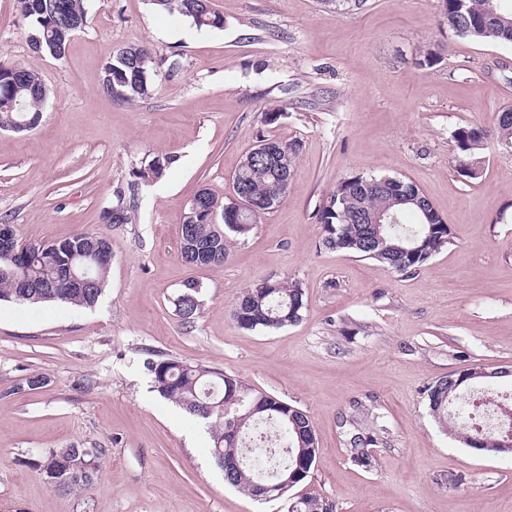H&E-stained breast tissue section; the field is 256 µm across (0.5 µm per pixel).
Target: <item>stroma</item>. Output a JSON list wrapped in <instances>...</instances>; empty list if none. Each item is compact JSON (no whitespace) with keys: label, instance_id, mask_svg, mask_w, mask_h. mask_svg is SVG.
<instances>
[{"label":"stroma","instance_id":"obj_1","mask_svg":"<svg viewBox=\"0 0 512 512\" xmlns=\"http://www.w3.org/2000/svg\"><path fill=\"white\" fill-rule=\"evenodd\" d=\"M87 4L56 58L31 52L16 0H0V62L34 68L48 89L38 127L0 130V222L26 242L112 241L95 307L0 301V512H287L225 484L207 425L155 391L148 358L304 410L319 454L291 497L333 512H512V455L446 434L424 394L472 367L508 369L495 386L512 390V151L492 133L512 110V50L449 32L442 0H210L224 25L201 33L152 0ZM133 44L158 67L152 95L127 103L102 75ZM431 44L440 59L421 65ZM466 126L488 132L475 179L454 151ZM264 138L296 150L286 197L222 265H187L180 226L194 196L231 198ZM157 156L173 159L163 178L134 183ZM353 174L416 184L451 244L411 274L324 249L319 203ZM120 190L135 193L131 221L104 223ZM272 277L302 283V320L240 329L238 296ZM189 280L199 306L187 321L176 300ZM357 402L360 426L388 429L368 470L341 426ZM49 448H102L107 464L88 490L58 492L33 458Z\"/></svg>","mask_w":512,"mask_h":512}]
</instances>
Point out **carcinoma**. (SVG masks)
<instances>
[{
	"label": "carcinoma",
	"instance_id": "1",
	"mask_svg": "<svg viewBox=\"0 0 512 512\" xmlns=\"http://www.w3.org/2000/svg\"><path fill=\"white\" fill-rule=\"evenodd\" d=\"M86 0H18L24 18L29 20V41L41 42V53L57 56V50L69 43L75 33L74 22L86 19ZM504 0H443V17L448 19V30L460 37L497 43L512 47V9L502 7ZM159 9L177 13L191 21L198 31L219 28L223 17L206 8L198 0H153ZM156 61L145 46L130 45L122 49L104 67L103 90L123 101H133L151 95ZM48 91L36 70L22 66L0 64V129L6 130L20 117L42 113ZM501 143L512 149V112L497 116ZM486 133L479 127H461L455 132L454 148L459 167L466 176L479 174L480 161L476 158ZM270 153L253 152L249 163H239L233 176L234 193H247L255 210L242 224L223 221L224 229L217 228L216 219L226 214L225 205L211 194L199 201L206 209L194 216L197 241H215L220 250L202 257L194 251L181 249V258L195 267L217 266L224 263L232 236L249 233L262 215L269 212L266 202L279 206L285 198L282 175L274 162L275 156L288 158L287 175L294 169L295 149L277 140H266ZM170 159H155L136 171L144 181H156L165 175ZM378 176L356 174L342 178L336 188L323 200L317 210V221L322 229L323 248L356 254L377 262L401 274L417 271L451 243V232L439 213L420 189L412 182L403 181L399 195L377 189ZM131 203L122 192H116L112 209L104 213L109 220L112 211L123 214V223L130 220ZM382 214L386 224H362L359 214ZM90 235L77 232L64 242L74 247L70 253L50 248V253L33 255L26 264L30 280L41 283L56 278L58 266L83 260ZM17 271L15 258L0 253V300H14L27 304L60 301L79 307L95 306L105 288L108 272L98 273L99 287L91 290L71 288L58 282L54 288H34L32 293L19 298L14 288ZM185 291L177 298L180 316L189 321L198 310L194 281L184 284ZM235 308L244 312L234 317L239 328L246 331L277 330L302 320L306 308L302 284L291 279H267L238 297ZM152 376L156 391L181 407L190 416L205 421L211 429V455L216 462L236 457L240 468L224 473V482L251 497H257L256 484L266 480L280 483L303 466L313 468L318 440L309 416L290 403L251 388L243 381L227 374L192 366L176 358L152 359L144 362ZM466 386L451 385L436 379L424 390L430 411L444 431L460 438L463 429L448 424V405L460 396ZM237 417L239 434L229 440L224 435V414ZM386 429L372 433L350 432L348 443L355 462L368 467L372 456L366 448L376 446L384 439ZM105 450L94 448L85 453L81 448H58L38 453L39 467L47 485L61 492H81L91 487L103 471ZM287 512H328L323 498L307 495L291 504Z\"/></svg>",
	"mask_w": 512,
	"mask_h": 512
}]
</instances>
